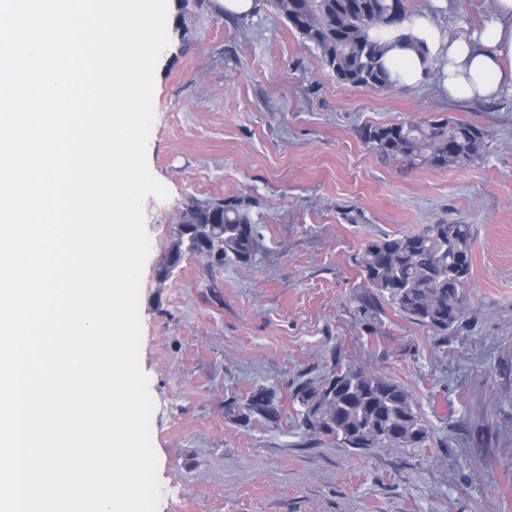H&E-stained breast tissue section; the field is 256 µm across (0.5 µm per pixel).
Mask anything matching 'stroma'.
Segmentation results:
<instances>
[{
  "instance_id": "obj_1",
  "label": "stroma",
  "mask_w": 512,
  "mask_h": 512,
  "mask_svg": "<svg viewBox=\"0 0 512 512\" xmlns=\"http://www.w3.org/2000/svg\"><path fill=\"white\" fill-rule=\"evenodd\" d=\"M408 4L452 39L495 12ZM166 28L146 161L169 196L143 203L139 300L158 512H512V90L341 85L269 0L241 16L168 0ZM433 117L477 126L486 153L410 170L360 137ZM219 201L255 224L251 260L186 251L169 268L187 206ZM439 219L473 233L468 307L445 334L375 297L355 262L367 240ZM341 366L403 385L426 441L360 450L309 434L293 394ZM257 387L276 391L277 418L246 415Z\"/></svg>"
}]
</instances>
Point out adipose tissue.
Segmentation results:
<instances>
[{"label": "adipose tissue", "mask_w": 512, "mask_h": 512, "mask_svg": "<svg viewBox=\"0 0 512 512\" xmlns=\"http://www.w3.org/2000/svg\"><path fill=\"white\" fill-rule=\"evenodd\" d=\"M413 40L423 41L427 55H420L412 42L387 36L385 66L393 81L414 86L423 81L427 69L441 73L450 98L492 100L512 87V0H496L492 21L469 38L441 39L430 18L413 17L405 25Z\"/></svg>", "instance_id": "1"}]
</instances>
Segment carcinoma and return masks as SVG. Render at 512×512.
<instances>
[{"label":"carcinoma","mask_w":512,"mask_h":512,"mask_svg":"<svg viewBox=\"0 0 512 512\" xmlns=\"http://www.w3.org/2000/svg\"><path fill=\"white\" fill-rule=\"evenodd\" d=\"M274 9L301 37L320 52L323 66L349 87L390 89L396 86L383 57L384 31L409 21L407 0H272ZM361 138L380 156L409 168L462 167L483 155L486 143L475 125L464 121L424 119L419 122L366 126ZM222 208L224 223L206 225L200 233L210 242L219 262L233 256L251 259L255 227L238 205L230 202L196 204L183 220H209ZM471 226L439 219L415 233L366 241L357 264L366 287L390 301L413 322L444 333L465 312V284L471 273ZM326 394L311 386L294 394L302 405V425L347 448L416 446L427 429L412 394L398 382L361 368H339L325 380ZM245 410L267 419L277 414L275 392L251 391Z\"/></svg>","instance_id":"carcinoma-1"}]
</instances>
